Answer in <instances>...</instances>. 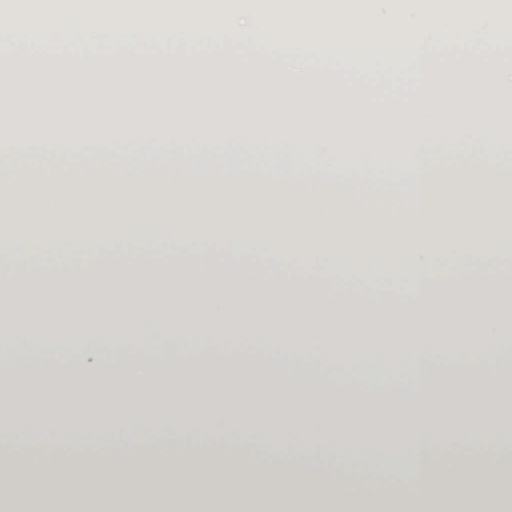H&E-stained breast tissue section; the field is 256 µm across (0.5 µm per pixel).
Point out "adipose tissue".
<instances>
[{
  "label": "adipose tissue",
  "mask_w": 512,
  "mask_h": 512,
  "mask_svg": "<svg viewBox=\"0 0 512 512\" xmlns=\"http://www.w3.org/2000/svg\"><path fill=\"white\" fill-rule=\"evenodd\" d=\"M102 165L60 162L61 133L79 138L81 122L23 123L0 139V227L24 232L23 246L0 230V257L22 267L24 283L0 289V336L42 347L84 339V355L54 374L25 376L0 389V411L17 422L20 447H34L28 410L34 394L46 406L41 430L57 435L73 424L66 446L112 440L111 464L91 469L78 456L12 459L10 473L38 476L41 500L56 512H131L150 491L157 512H175L167 492L188 482L203 492L187 512H493L512 505V471L502 459L475 463L456 455L430 460L454 434L478 447L512 446L500 434L499 399L512 377L497 368L500 344L512 334V208L503 209L512 170L448 161L450 137L432 132H355L228 122L230 138L214 153L210 176L187 162L186 132L198 148L215 143L213 123L164 121V146L151 151L135 136L142 121H97ZM265 133L279 146L254 156L252 139ZM401 143L392 159L391 194L405 207L366 209L349 192L360 170L342 165L355 148ZM313 149L315 169L299 166L298 148ZM334 199L333 207L315 199ZM163 237L152 265L144 245ZM104 239L108 266L60 256L43 267L48 238ZM472 258L449 273L447 250ZM276 271L263 280L242 276L258 254ZM306 267L318 288L287 278ZM351 276L389 284L386 295L344 287ZM114 349L140 336L222 342L246 356L260 349L281 363L300 358L375 366L393 362L412 396L410 408L254 383L214 363L170 371L153 360L128 374L92 339ZM467 352L466 375L444 385L430 371L448 355ZM222 446L208 441L213 423ZM263 450L246 462L232 450L241 441ZM342 461L353 448H382L398 476L370 489L354 487L340 469L297 466L277 452ZM143 449L131 458L124 448ZM206 466H199V459Z\"/></svg>",
  "instance_id": "ef3b65f1"
}]
</instances>
